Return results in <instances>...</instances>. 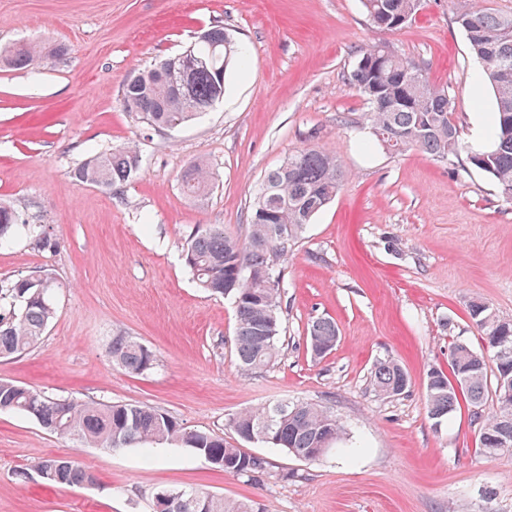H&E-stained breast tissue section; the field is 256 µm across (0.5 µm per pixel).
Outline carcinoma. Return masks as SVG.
Returning a JSON list of instances; mask_svg holds the SVG:
<instances>
[{
    "mask_svg": "<svg viewBox=\"0 0 512 512\" xmlns=\"http://www.w3.org/2000/svg\"><path fill=\"white\" fill-rule=\"evenodd\" d=\"M373 27L394 31L403 28L419 7V0H362ZM464 32L483 79L495 101V123L490 140L479 150L465 145L452 119L451 88L431 83L412 61L391 52L383 44L365 48L350 77L354 88L370 105L369 120L376 141L396 152L418 150L446 160L466 153L475 168L488 174L501 195L512 201V15H503L477 0L460 13ZM64 54V48L41 44L15 47L0 53V63L32 70L46 53ZM224 27L215 26L206 40L194 43L192 58L174 63L166 58L130 78L122 88L124 107L142 123L157 129L183 125L224 97ZM136 149L120 147L94 156L76 171V176L118 192L140 170ZM346 172L336 156L317 146L301 148L270 170L254 201L245 239L233 237L222 224L198 228L186 242L185 263L208 292L232 300L235 307L234 353L238 369L254 373L269 367L280 353L283 280L274 263L289 242L298 239L313 217L340 190ZM209 182L199 163L181 175L184 193L197 198ZM25 233L42 250H56L58 242L46 231L18 223L14 210L0 205V245ZM265 278L250 279V271ZM58 285L48 273L10 283L5 294L15 308L0 311V358L21 354L43 336L56 311ZM469 315L493 351L494 369H488L483 352L462 342L451 350V371L466 370L467 379L458 388L449 385L443 371L430 372L426 384L427 412L441 423L460 406V399L482 405L494 392L496 409L480 434V451L489 457L505 449L495 437L508 439L512 450V398L499 389L503 376L512 377V321L499 318L483 301L469 304ZM311 353L322 357L333 350L339 335L336 323L319 318L307 329ZM112 362L130 373H142L155 362L153 351L132 336H114ZM374 391L387 396L408 392V373L395 361H378L370 375ZM8 410L35 420L61 436H72L89 446L112 450L149 445H175L202 458L216 469L250 480L263 475L284 479L288 474L272 470V463L248 448H238L210 430L188 429L174 417L154 407L61 399L11 381L0 380V411ZM243 441L278 448L308 462L325 443L335 444L345 434L336 414L308 402H281L241 412L228 423ZM35 468L45 480L59 486H81L94 476L75 461L52 457ZM166 499L165 512H264L250 500H227L197 487H169L157 492Z\"/></svg>",
    "mask_w": 512,
    "mask_h": 512,
    "instance_id": "1",
    "label": "carcinoma"
}]
</instances>
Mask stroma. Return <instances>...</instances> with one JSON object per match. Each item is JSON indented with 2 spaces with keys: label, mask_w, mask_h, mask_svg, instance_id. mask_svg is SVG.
<instances>
[{
  "label": "stroma",
  "mask_w": 512,
  "mask_h": 512,
  "mask_svg": "<svg viewBox=\"0 0 512 512\" xmlns=\"http://www.w3.org/2000/svg\"><path fill=\"white\" fill-rule=\"evenodd\" d=\"M469 5L422 0L389 32L370 26L360 0H0V49L66 48L33 71L0 64V203L59 243L42 250L19 235L0 248V285L44 271L59 286L44 336L0 358V379L155 407L236 447L233 415L308 401L342 421L344 448L363 449L354 461L334 451L308 463L269 448L285 479L250 481L183 449L85 447L0 411V512H153L156 492L171 486L249 498L266 512H512V454L479 451L494 399L440 423L426 406L427 375L450 372L453 343L486 348L469 302L512 320V203L465 156L366 149L350 131L368 105L349 74L362 49L382 43L452 88L453 119L469 139L475 114L495 110L489 87L473 89L457 23ZM214 26L249 52L247 68L228 73L223 100L175 129L138 122L121 100L126 78ZM128 144L142 163L122 198L75 177L93 155ZM313 145L348 178L278 256L283 346L273 365L244 375L234 364L233 306L198 286L182 246L205 224L245 237L265 174ZM194 161L212 176L197 199L180 185ZM324 317L339 339L316 360L306 328ZM120 334L153 351L152 369L113 364ZM383 359L405 367L408 393L371 390ZM49 456L76 457L94 483L46 484L35 465Z\"/></svg>",
  "instance_id": "stroma-1"
}]
</instances>
